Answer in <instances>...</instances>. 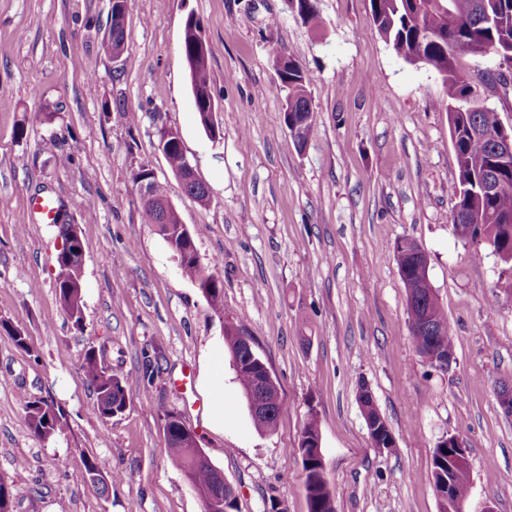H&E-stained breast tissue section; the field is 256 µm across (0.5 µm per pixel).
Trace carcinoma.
Segmentation results:
<instances>
[{"mask_svg":"<svg viewBox=\"0 0 512 512\" xmlns=\"http://www.w3.org/2000/svg\"><path fill=\"white\" fill-rule=\"evenodd\" d=\"M303 22L312 29L320 26V15L316 0H297ZM371 21L381 39L397 54L409 57L418 48L436 63V69L444 73L448 86V98L441 101V107L448 112V123L455 152L458 175L450 187L453 211L467 215L464 224L456 227L461 238L472 242H483L497 253L506 265L503 273L507 279L505 290L512 291V165L500 164L492 152L491 140L483 136L495 129L499 119L490 110L471 98L472 87L480 83V77L456 69V56L462 52L475 55L497 53L512 42V0H371ZM126 27L112 28L105 50L119 56L124 51ZM203 28L199 20L190 17L185 24L184 54L189 67L191 90L194 101L211 93L208 51L200 45ZM286 88L283 107V122L290 119L303 122L301 136L308 140L313 120L309 119L310 93L305 75L291 61L288 75L281 78ZM163 153L174 175H179L185 166L181 145L166 140ZM501 183L500 190L489 195L482 192V183L488 177ZM135 182H144L150 193L162 201L168 199L165 185L159 182L154 172L144 166L134 173ZM166 223L170 241L167 245L177 257L184 277L194 282L204 294L211 309L219 316L224 315V280L214 273L217 261L208 264L201 261L195 245L194 234L180 223L179 214L169 210L159 214ZM83 244L79 235L69 240V245L57 255L58 273L56 287L61 306L78 327L83 323L82 288ZM406 293L417 298V306L407 315L424 316L434 323L438 333L434 336H419L410 332V339L417 353L430 365L442 348L453 349L455 336L448 316L439 298L430 297L424 289V278L413 270H399ZM0 328L14 341L15 345L30 352L28 336L14 328L10 321L1 319ZM86 380L96 394L94 414L100 419H110L121 411L129 398V381L119 369L104 363L103 359L90 348L82 364ZM359 403L365 422L380 421L378 407L371 397L358 392ZM24 413L30 431L37 437L53 439L62 434L67 426L64 414L54 405L41 398H34L24 406ZM171 461L182 473L192 472L196 486L211 494L224 491L218 475L220 469L200 467L192 469L188 463V448L191 447V433L178 432L166 441ZM447 444L438 442L433 452L434 479L439 472L447 471L448 454L443 452ZM303 475L308 493L309 512H335L333 494L325 471L314 463L303 465ZM104 473L110 484L94 483L101 493H108L111 484L122 480V475L112 471L110 464L101 458L86 459L85 475L88 478Z\"/></svg>","mask_w":512,"mask_h":512,"instance_id":"carcinoma-1","label":"carcinoma"}]
</instances>
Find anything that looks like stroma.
Returning a JSON list of instances; mask_svg holds the SVG:
<instances>
[{"mask_svg":"<svg viewBox=\"0 0 512 512\" xmlns=\"http://www.w3.org/2000/svg\"><path fill=\"white\" fill-rule=\"evenodd\" d=\"M110 6L0 0V319L30 345L22 351L0 330V477L15 487L13 512H204L167 455V411L234 487L239 512H267L273 497L286 512H309L298 442L312 414L336 512H441L432 456L450 435L468 450L465 512L488 501L512 512V416L496 394L512 380V292L499 286L504 265L491 249L453 227L457 164L448 114L436 107L447 96L442 75L379 37L370 0H317L316 32L286 0H136L118 59L103 47ZM190 16L209 48L216 140L194 107ZM278 51L299 64L312 97L302 150L280 119ZM457 65L483 77L487 106L511 125L498 58L464 54ZM163 127L179 132L207 203L170 170ZM143 165L167 184L202 260L221 258L223 315L150 224L133 181ZM45 195L83 242L80 328L56 293L55 226L30 220L32 200ZM401 239L429 256L455 333L450 370L429 366L410 340ZM228 320L279 386L274 433L252 423L224 346ZM92 346L131 385L125 411L106 422L81 370ZM363 384L396 448L373 447L356 400ZM35 397L63 411V436L31 434L23 408ZM88 456L123 474L109 495L84 479Z\"/></svg>","mask_w":512,"mask_h":512,"instance_id":"1","label":"stroma"}]
</instances>
